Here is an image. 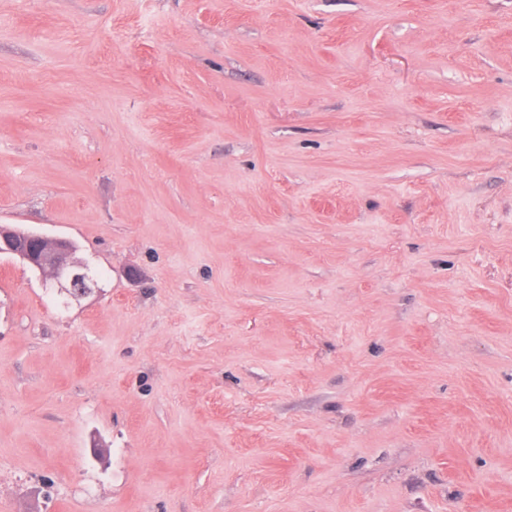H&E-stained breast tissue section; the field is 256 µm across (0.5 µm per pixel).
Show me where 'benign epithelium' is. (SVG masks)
<instances>
[{
    "instance_id": "1",
    "label": "benign epithelium",
    "mask_w": 512,
    "mask_h": 512,
    "mask_svg": "<svg viewBox=\"0 0 512 512\" xmlns=\"http://www.w3.org/2000/svg\"><path fill=\"white\" fill-rule=\"evenodd\" d=\"M39 242L44 251L36 257L29 251L16 248L19 240ZM0 253H9L19 257L39 271H47L50 287L64 290L72 296H82L89 292L92 277L87 266L75 259L74 249L69 240L48 238L43 235L0 227Z\"/></svg>"
}]
</instances>
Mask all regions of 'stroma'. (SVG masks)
Listing matches in <instances>:
<instances>
[{"label":"stroma","mask_w":512,"mask_h":512,"mask_svg":"<svg viewBox=\"0 0 512 512\" xmlns=\"http://www.w3.org/2000/svg\"><path fill=\"white\" fill-rule=\"evenodd\" d=\"M0 512H512V0H0ZM23 239L37 241L43 246L44 251L40 252L39 258L27 250L16 248L17 241ZM0 253L18 256L33 268L46 270L50 277V287L64 290L71 296L85 295L91 288L92 277L89 269L75 259L74 249L67 239L48 238L29 231L0 227Z\"/></svg>","instance_id":"1"}]
</instances>
